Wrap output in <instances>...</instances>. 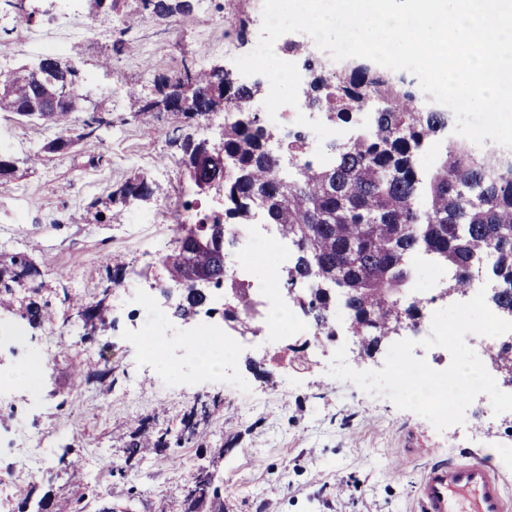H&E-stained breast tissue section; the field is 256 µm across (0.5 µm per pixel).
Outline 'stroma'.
<instances>
[{
  "label": "stroma",
  "instance_id": "obj_1",
  "mask_svg": "<svg viewBox=\"0 0 512 512\" xmlns=\"http://www.w3.org/2000/svg\"><path fill=\"white\" fill-rule=\"evenodd\" d=\"M261 0H213L209 10L139 21L132 50L112 51V26L134 17L136 0L121 12L102 8L90 16L78 4L79 35L70 37L64 58L76 61L87 83L86 109H101L110 126L30 166L26 156L59 136L51 124L0 113V153L16 159L7 190L0 192V268L29 253L33 272L15 283L10 308H0V325L21 323L29 301L48 303L53 321L28 328L33 348L51 362L38 398L23 380L0 397V428L12 424L11 410L25 422V437L47 439L49 453L30 457L21 447L0 454V473H10L8 498L0 512H15L30 491L53 495L54 512H72L66 476L55 448L70 445L97 478L100 497L90 512H155L167 502L180 512L183 493L199 467L216 470L224 512H420L414 496L429 466L469 453L488 461L512 496V411L494 414L482 399L467 408L464 423L436 430L426 419L398 409L328 370L332 342L310 339L306 363L293 352L270 347L266 337H243L230 369L189 376L172 374L159 359L144 364L148 349L125 286L159 303L154 286L165 275L154 252L179 230L170 215L187 223L220 210L214 195L188 188L182 143L185 136L222 142L224 115L187 118L180 112L134 116L128 89L153 98L162 80L183 59L203 67L234 69L236 57L251 52ZM55 0H23L16 9L0 0L6 34L0 48L7 69L38 61L25 38L47 24ZM247 18L244 34L235 21ZM145 178L152 196L126 207L119 222L97 224L88 204L124 183ZM154 223H144V216ZM125 285L113 287L115 262ZM104 300L111 329L91 331L71 306ZM265 359L268 377L252 362ZM195 414L205 443L184 439L162 452L127 459L125 448L138 427L179 434L184 415Z\"/></svg>",
  "mask_w": 512,
  "mask_h": 512
}]
</instances>
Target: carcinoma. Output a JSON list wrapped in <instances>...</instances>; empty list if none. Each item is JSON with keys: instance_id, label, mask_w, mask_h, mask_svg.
<instances>
[{"instance_id": "obj_1", "label": "carcinoma", "mask_w": 512, "mask_h": 512, "mask_svg": "<svg viewBox=\"0 0 512 512\" xmlns=\"http://www.w3.org/2000/svg\"><path fill=\"white\" fill-rule=\"evenodd\" d=\"M141 16L183 13L187 0H140ZM311 73L306 102L349 122L361 115L363 105L376 100L380 107L368 115L363 133L346 142L333 143L334 161L319 166L307 159L303 133L288 136L284 147L296 159L295 171L283 172L267 148L270 129L253 111L250 89L232 87L216 69H197L186 64L183 72L162 83L160 97L138 106L153 112L166 106L169 97L204 91L224 83V96L213 101L217 108L236 114L224 123V165H210L189 175L191 187L214 178L224 180V216L211 223L229 227L247 224L257 212L280 225V234L291 241L295 254L290 270L305 285L319 334L330 333L331 317L320 289L330 280L344 290V306L353 322L352 334L364 351L380 342L401 320L421 316L422 306L406 303L396 288L411 277L410 259L422 252L454 270L448 287L465 293L470 289L469 269L478 258H492L489 275L501 284L490 296L494 306L512 310V161L492 156L466 144L444 147L434 169L422 176L417 154L424 143L434 141L447 122L443 112H421L405 81H388L386 73L350 67L331 82L308 63ZM35 87L24 76L0 75V112L50 121L62 132L80 123L82 136L97 135L103 124L73 117L74 109L60 107L49 115H37L31 104L52 89L55 73ZM141 178L129 181L96 200L95 220L112 222L120 213L112 205L143 200ZM170 289L176 297L173 315L192 316L203 298L180 283L172 266ZM22 316L32 325L51 321V313L30 301ZM169 447L168 433L150 434L140 427L129 445L127 460L142 448L159 452ZM71 469L75 512H86L87 500L97 496V485L83 472L80 460ZM197 508L224 512V500L214 475L198 469L194 488L187 495Z\"/></svg>"}]
</instances>
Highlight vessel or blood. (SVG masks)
<instances>
[{
    "instance_id": "b4317fda",
    "label": "vessel or blood",
    "mask_w": 512,
    "mask_h": 512,
    "mask_svg": "<svg viewBox=\"0 0 512 512\" xmlns=\"http://www.w3.org/2000/svg\"><path fill=\"white\" fill-rule=\"evenodd\" d=\"M421 512H512L497 471L459 457L433 465L417 491Z\"/></svg>"
}]
</instances>
